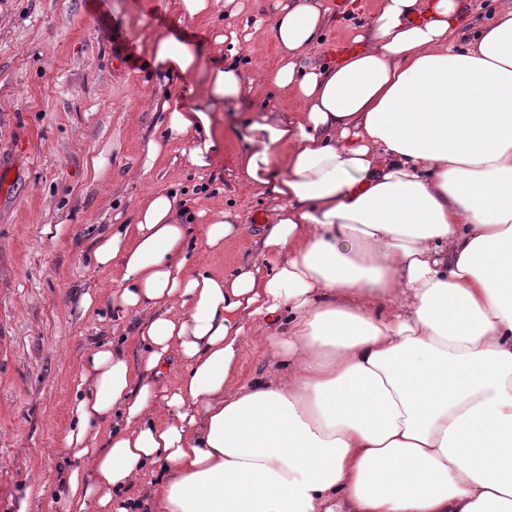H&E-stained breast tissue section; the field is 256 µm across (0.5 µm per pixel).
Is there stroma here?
I'll use <instances>...</instances> for the list:
<instances>
[{
  "label": "stroma",
  "instance_id": "obj_1",
  "mask_svg": "<svg viewBox=\"0 0 512 512\" xmlns=\"http://www.w3.org/2000/svg\"><path fill=\"white\" fill-rule=\"evenodd\" d=\"M177 2L0 0V512H65L70 473H89L65 444L89 357L106 344L135 363L146 353L135 317L108 300L120 269L97 266L93 251L133 223L147 193L185 201L190 270L227 275L261 258L256 227L272 202L243 176L233 130L259 112L303 109L268 81L284 0H221L195 19ZM321 2L328 22L309 60L327 66L330 44L363 33L381 0H355L344 14ZM171 33L210 56L233 55L254 87L250 102L215 113L224 144L206 168L189 158L191 136L166 134L162 104L183 81L155 65L152 44ZM221 209L238 232L211 248L200 229ZM279 372L262 326H251L236 384Z\"/></svg>",
  "mask_w": 512,
  "mask_h": 512
}]
</instances>
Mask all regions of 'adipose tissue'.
<instances>
[{"label":"adipose tissue","instance_id":"ef3b65f1","mask_svg":"<svg viewBox=\"0 0 512 512\" xmlns=\"http://www.w3.org/2000/svg\"><path fill=\"white\" fill-rule=\"evenodd\" d=\"M460 11L382 0L362 50L316 68L326 10L288 0L269 81L304 109L258 113L241 162L276 202L262 260L189 272L164 192L99 242L147 354H92L65 443L94 483L69 475L66 512H128L155 465L148 512H512V12L472 37ZM152 53L190 97L164 105L171 136L210 166L212 112L252 96L242 67L171 36ZM255 323L284 372L226 393ZM161 474L159 468H149L146 471L145 478L139 483L136 484L131 490L124 491L123 498H130L134 502L132 505H136L141 502H146L151 496L152 492L156 491L161 485ZM129 511H148L145 507H140L138 505L131 506Z\"/></svg>","mask_w":512,"mask_h":512}]
</instances>
